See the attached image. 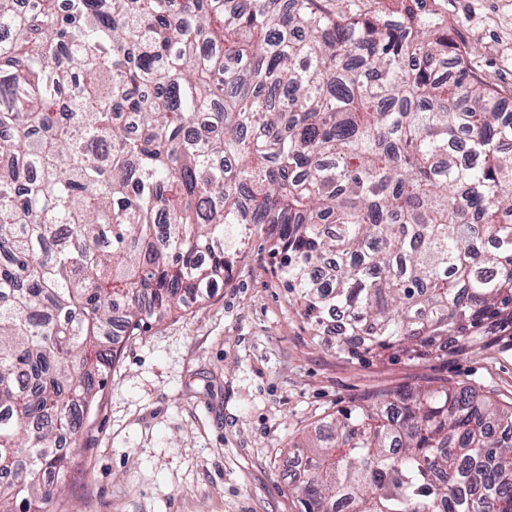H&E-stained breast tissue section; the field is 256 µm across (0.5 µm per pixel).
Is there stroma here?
<instances>
[{"label": "stroma", "mask_w": 512, "mask_h": 512, "mask_svg": "<svg viewBox=\"0 0 512 512\" xmlns=\"http://www.w3.org/2000/svg\"><path fill=\"white\" fill-rule=\"evenodd\" d=\"M468 64L512 98V0H434ZM267 239L229 282L124 341L55 512H301L288 445L381 389L446 380L512 401V349L352 364L288 303Z\"/></svg>", "instance_id": "1"}]
</instances>
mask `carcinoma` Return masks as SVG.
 Instances as JSON below:
<instances>
[{"label":"carcinoma","mask_w":512,"mask_h":512,"mask_svg":"<svg viewBox=\"0 0 512 512\" xmlns=\"http://www.w3.org/2000/svg\"><path fill=\"white\" fill-rule=\"evenodd\" d=\"M65 2L0 0V512H53L120 338L253 234L349 363L512 346V111L429 0ZM292 448L302 512H512V405L469 386ZM328 7L332 11L345 10L347 5L350 3H356L359 5L361 13H374L384 11L388 13L393 7L388 0H356L355 2H349L347 0H328Z\"/></svg>","instance_id":"carcinoma-1"}]
</instances>
